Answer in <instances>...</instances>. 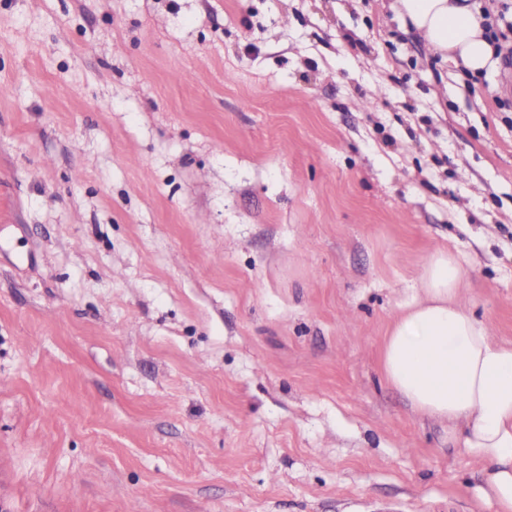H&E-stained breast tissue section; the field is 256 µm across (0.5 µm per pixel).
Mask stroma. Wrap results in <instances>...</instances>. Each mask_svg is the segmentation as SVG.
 I'll return each instance as SVG.
<instances>
[{
	"mask_svg": "<svg viewBox=\"0 0 512 512\" xmlns=\"http://www.w3.org/2000/svg\"><path fill=\"white\" fill-rule=\"evenodd\" d=\"M502 74L388 0H0V512H493L380 356L444 248L512 344Z\"/></svg>",
	"mask_w": 512,
	"mask_h": 512,
	"instance_id": "35a3bbf8",
	"label": "stroma"
}]
</instances>
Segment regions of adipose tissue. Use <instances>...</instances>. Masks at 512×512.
<instances>
[{"label": "adipose tissue", "mask_w": 512, "mask_h": 512, "mask_svg": "<svg viewBox=\"0 0 512 512\" xmlns=\"http://www.w3.org/2000/svg\"><path fill=\"white\" fill-rule=\"evenodd\" d=\"M389 8L442 60L472 75L490 64L493 47L469 0H391ZM465 278L454 255L435 252L417 297L387 330L382 371L415 411L447 423L483 464L484 498L512 512V345L461 303Z\"/></svg>", "instance_id": "obj_1"}]
</instances>
